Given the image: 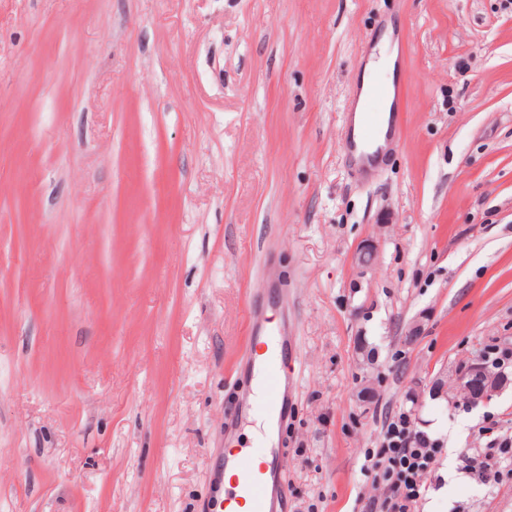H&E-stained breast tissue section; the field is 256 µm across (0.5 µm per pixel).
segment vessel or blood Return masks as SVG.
<instances>
[{
  "mask_svg": "<svg viewBox=\"0 0 512 512\" xmlns=\"http://www.w3.org/2000/svg\"><path fill=\"white\" fill-rule=\"evenodd\" d=\"M396 85L375 78L366 89L367 104L356 136L347 143L349 153L361 164L376 166L379 155L374 147L385 122L380 105L396 96ZM252 335L263 338L262 358L247 362V381L252 394L250 409L264 419L283 423L288 419V352L280 326L251 315ZM285 448L263 449L261 455L247 448L226 451L224 468L235 477L233 491L216 496L212 512H279L287 496L282 486Z\"/></svg>",
  "mask_w": 512,
  "mask_h": 512,
  "instance_id": "vessel-or-blood-1",
  "label": "vessel or blood"
}]
</instances>
